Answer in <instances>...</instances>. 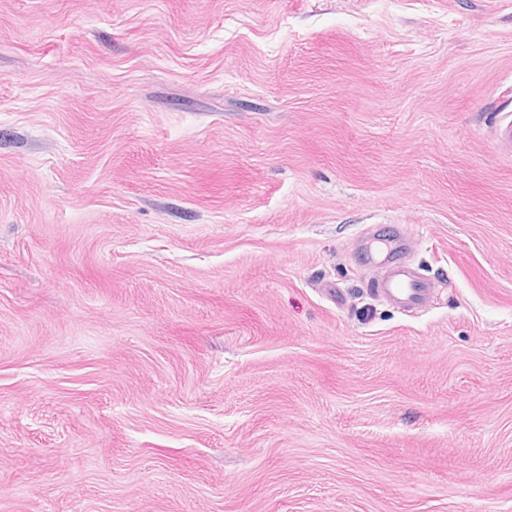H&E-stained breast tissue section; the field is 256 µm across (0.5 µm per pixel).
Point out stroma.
Here are the masks:
<instances>
[{"label": "stroma", "instance_id": "stroma-1", "mask_svg": "<svg viewBox=\"0 0 512 512\" xmlns=\"http://www.w3.org/2000/svg\"><path fill=\"white\" fill-rule=\"evenodd\" d=\"M506 112L512 0H0V512H512ZM373 291L404 309L415 310L425 304L432 288L425 278L412 273L405 265L393 262L387 275L374 285Z\"/></svg>", "mask_w": 512, "mask_h": 512}]
</instances>
